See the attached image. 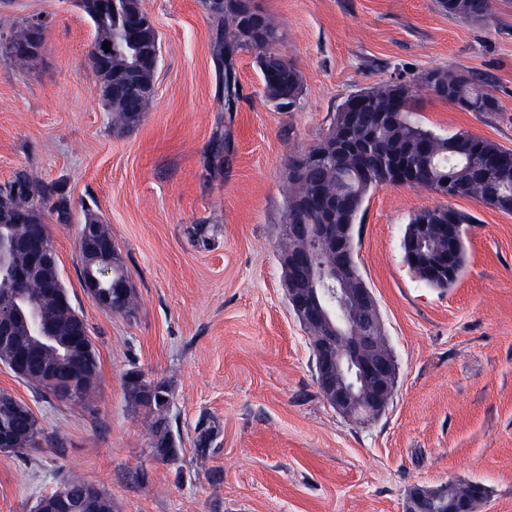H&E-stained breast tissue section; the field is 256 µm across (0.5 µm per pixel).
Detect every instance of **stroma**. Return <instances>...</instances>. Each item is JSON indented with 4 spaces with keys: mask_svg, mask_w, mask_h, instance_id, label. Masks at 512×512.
<instances>
[{
    "mask_svg": "<svg viewBox=\"0 0 512 512\" xmlns=\"http://www.w3.org/2000/svg\"><path fill=\"white\" fill-rule=\"evenodd\" d=\"M302 77L296 111L264 97L239 52L243 98L224 110L201 0H142L161 43L138 130L118 132L88 66L93 28L74 0H0V17L46 20L45 49L19 66L0 46V184L16 170L59 186L68 221L44 213L63 280L99 362L95 407L39 395L0 365V391L25 403L52 443L0 453V512H34L70 473L106 489L118 512H403L415 485L476 481V512H512V213L472 196L382 186L364 204L357 262L398 365L386 411L357 424L324 400L305 330L282 286L288 160L317 144L351 94L430 69L462 71L496 111H463L420 91L414 118L512 150V0L487 21L438 0H257ZM229 132L221 170L208 167ZM473 217L467 268L445 291L408 268L405 228L420 209ZM112 232L138 296L127 318L84 290L78 226ZM138 369L171 390L177 462L149 448L151 417L124 398ZM211 447L196 445L199 426Z\"/></svg>",
    "mask_w": 512,
    "mask_h": 512,
    "instance_id": "stroma-1",
    "label": "stroma"
}]
</instances>
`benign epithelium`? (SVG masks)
I'll return each mask as SVG.
<instances>
[{
    "label": "benign epithelium",
    "instance_id": "7a95c632",
    "mask_svg": "<svg viewBox=\"0 0 512 512\" xmlns=\"http://www.w3.org/2000/svg\"><path fill=\"white\" fill-rule=\"evenodd\" d=\"M45 30L42 19H31L26 37L13 41L15 56L22 58L36 50ZM285 229L296 246L281 257L282 264L288 269L315 271L334 285V318L326 311L325 299L313 278L297 277L286 285L289 304L303 320L312 348L322 354L317 380L322 395L331 407L350 418L357 411L374 418L392 400L397 362L393 350L381 343L383 320L372 290L350 274L345 262L351 249L347 231L336 224H287ZM78 244L87 254L99 252L102 243L97 225H81ZM21 247L29 253L27 266L16 270L4 266L13 283V293L0 302V339L6 340L17 323L28 327L30 347L4 360V365L24 379L31 370L44 367L41 355L46 344L69 352L85 333L76 327L62 331L28 307L21 288L41 268L54 263L57 252L42 243L36 233L24 239ZM105 497L102 489L90 486L81 500L80 512H99Z\"/></svg>",
    "mask_w": 512,
    "mask_h": 512
}]
</instances>
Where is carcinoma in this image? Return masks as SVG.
<instances>
[{
	"mask_svg": "<svg viewBox=\"0 0 512 512\" xmlns=\"http://www.w3.org/2000/svg\"><path fill=\"white\" fill-rule=\"evenodd\" d=\"M204 9L213 20L215 35L212 55L222 71L224 109L231 112L240 98L235 71V57L246 49L244 20L235 0H224V9L215 10L211 0H202ZM440 7L450 15L484 21L491 15V0H439ZM95 33L94 41H112V76H125L129 85L122 96L107 95L109 75L96 64H90L99 98L119 131L131 133L138 129L146 112L139 98V85L154 80L156 68L151 50L141 49L144 26H152L141 0H117V4L102 10H87ZM254 32L270 41L275 59L256 57L265 97L282 112L293 111L302 93L299 71L278 51L279 35L267 15L252 23ZM423 84L441 100L455 104L466 112L484 114L496 110V99L480 83L462 72L433 69L424 73ZM397 89L389 85L362 89L349 96L339 107L324 138L308 149L312 164L306 178L288 175L286 223L324 224L336 216V223L349 225L355 235L361 223L362 206L370 191L384 185L422 186L432 191L443 183L449 184V197L472 195L485 204L512 213V150L496 143L459 131L439 135L422 128L412 119L415 88L397 98ZM358 143L355 151L343 153L345 142ZM230 146L228 133L218 131L210 141V162L220 167L224 150ZM51 208L61 221L68 220V200L64 194L47 184L32 180L27 170H17L0 186V247L27 233V225L39 224V234L48 245H54L50 226L43 222L42 212ZM473 218L451 207L426 208L415 213L406 226L402 239L404 260L409 268L431 288L453 287L467 266L465 225ZM433 224L423 245L429 255L450 251L448 279L442 281L428 275L415 254L413 243L418 225ZM81 275L88 268L100 279L101 289L120 293L121 302L112 313L131 316L137 310V299L130 283L129 272L122 256L91 259L79 253ZM30 304L66 324L68 317L61 306L45 297L44 289L35 282L26 286ZM47 364L60 372L69 383L58 392L39 373L27 384L54 398L92 409L99 388V367L91 342L76 353L58 357L49 354ZM138 371H129L123 378L124 397L133 407H142L152 415L149 447L154 456L174 463L181 453L180 440L174 435L169 411L171 391L163 381H153L146 392L141 388ZM13 398L0 391V427L15 438L14 452L34 447L39 440H49L34 415L12 412ZM90 482L72 475L64 480L63 488L73 500L79 499ZM441 494L429 503L431 512H454L463 501L477 504L487 496L479 482L450 481L438 487Z\"/></svg>",
	"mask_w": 512,
	"mask_h": 512,
	"instance_id": "1",
	"label": "carcinoma"
}]
</instances>
